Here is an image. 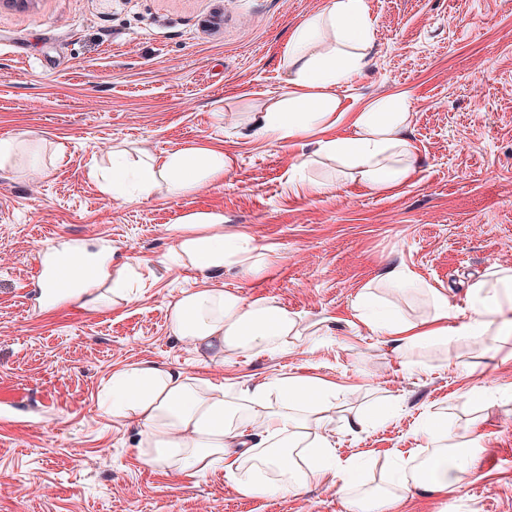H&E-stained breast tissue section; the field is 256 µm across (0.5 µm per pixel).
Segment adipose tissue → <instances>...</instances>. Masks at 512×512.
Returning a JSON list of instances; mask_svg holds the SVG:
<instances>
[{"label": "adipose tissue", "instance_id": "ef3b65f1", "mask_svg": "<svg viewBox=\"0 0 512 512\" xmlns=\"http://www.w3.org/2000/svg\"><path fill=\"white\" fill-rule=\"evenodd\" d=\"M372 38L366 0H330L323 11L307 16L292 30L281 57L292 89L287 99L256 116L255 128L257 134L277 141L315 136V155L337 160L353 180L380 191L403 184L412 172L407 93L373 100L352 114L349 135H324L339 120L335 88L363 66ZM125 157V151H113L112 169L100 179L103 192L128 201L158 193L182 195L223 178L232 164L223 150L206 146L160 158L146 156L132 166ZM223 221L219 213H195L174 225L176 257L202 271L223 269L231 260L242 263L245 273H256L258 266L248 262L243 242L215 233ZM428 293L433 315L427 320H405L394 305L372 304L364 293L358 297L357 315L371 331L397 337L403 347L451 332L476 340L504 308H512V269L472 284L473 315L453 329L448 326L447 297L433 287ZM67 294L95 308L129 297L124 276H109L102 265L93 275L79 278ZM169 321L172 334L195 351L224 358L273 347L297 333L295 315L277 302L249 300L221 288L183 292L169 307ZM332 395V389L319 382L279 379L252 390L239 403L182 370L152 363L112 375V414L135 421L139 452L149 464L187 476L204 475L221 464L247 496L297 493L310 481L329 476L338 485L344 512H390L391 497L356 490V465H331L332 446L320 413ZM248 432L253 443L236 452L238 438ZM420 432L432 452L412 478L394 470L401 489L457 486L473 465L475 439L451 431L435 416L426 418ZM247 465L274 472L275 481L263 483L245 475Z\"/></svg>", "mask_w": 512, "mask_h": 512}]
</instances>
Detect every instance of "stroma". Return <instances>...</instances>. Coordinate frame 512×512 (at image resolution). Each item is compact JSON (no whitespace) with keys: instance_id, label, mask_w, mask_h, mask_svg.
I'll list each match as a JSON object with an SVG mask.
<instances>
[{"instance_id":"stroma-1","label":"stroma","mask_w":512,"mask_h":512,"mask_svg":"<svg viewBox=\"0 0 512 512\" xmlns=\"http://www.w3.org/2000/svg\"><path fill=\"white\" fill-rule=\"evenodd\" d=\"M328 0H0V140L39 160L0 169V512H342L331 479L300 494L246 497L223 467L200 477L147 464L138 427L114 418L112 374L151 362L242 399L282 377L321 380L340 460L360 488L381 487L397 458L431 452L427 414L470 430L480 450L457 487L399 495L392 512H512V330L397 349L354 310L361 293L431 317L425 290L380 282L403 264L471 315L469 286L512 266V0H367L374 36L363 69L336 95L348 111L407 92L414 171L373 191L333 162L289 176L304 146L254 134L256 112L289 91L281 55L292 29ZM216 146L223 180L168 198L105 194L94 173L118 149L154 156ZM223 214L259 272L203 274L177 263L172 227ZM103 252L134 281L105 310L47 301L33 279L49 252ZM219 285L296 314L298 335L250 356L203 359L176 338L168 305ZM370 424L358 428L356 416Z\"/></svg>"}]
</instances>
